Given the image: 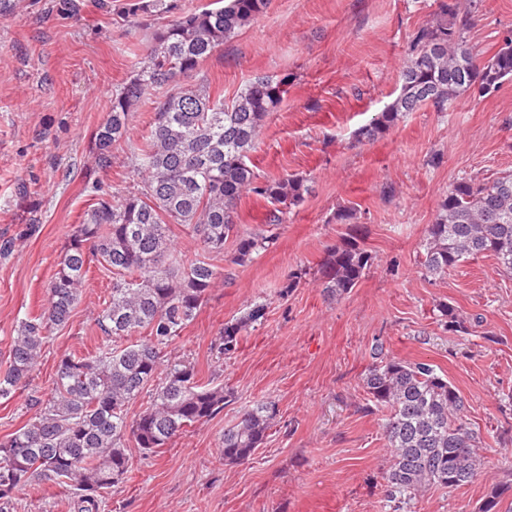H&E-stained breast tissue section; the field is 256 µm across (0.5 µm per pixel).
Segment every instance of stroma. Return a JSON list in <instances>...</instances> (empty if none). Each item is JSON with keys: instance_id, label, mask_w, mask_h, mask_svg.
<instances>
[{"instance_id": "35a3bbf8", "label": "stroma", "mask_w": 512, "mask_h": 512, "mask_svg": "<svg viewBox=\"0 0 512 512\" xmlns=\"http://www.w3.org/2000/svg\"><path fill=\"white\" fill-rule=\"evenodd\" d=\"M0 11V374L19 321L38 315L73 225L103 191L131 182L129 157L142 144L150 104L133 113L112 166L93 173L91 134L112 92L134 71L151 29L130 28L127 0H9ZM436 0H270L266 12L218 47L187 83L232 100L258 75L287 77L288 94L270 114L250 154L263 179L307 177L310 194L284 224L271 227L266 198L243 193L237 229H273L277 240L250 263L233 246L213 255L221 278L171 353L194 361L202 380L226 385L230 403L155 453L134 441L129 481L111 489L99 512H387L382 475L390 462L383 415L372 410L362 375L371 349L436 366L463 395L482 436L485 470L472 483L433 488L412 512H478L486 493L512 483V275L495 259L462 262L442 279L422 275L421 246L450 185L463 177L512 171V81L492 95L465 94L446 111L409 113L383 137L355 133L398 94L415 32ZM512 30V0H480L466 34L486 60ZM356 208L374 263L355 288L328 297L317 275L326 249L346 238L338 209ZM303 277L291 292L289 276ZM112 274L89 265L68 324L50 333L29 384L0 400V441L26 424L46 399L59 359L101 344L95 320ZM261 302V324L236 352L215 359L210 344L225 322ZM447 303L471 327L446 330ZM276 406L265 442L242 463L225 464V429L257 401ZM7 512H74L50 484L18 490Z\"/></svg>"}]
</instances>
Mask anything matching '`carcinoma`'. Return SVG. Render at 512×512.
<instances>
[{"label":"carcinoma","mask_w":512,"mask_h":512,"mask_svg":"<svg viewBox=\"0 0 512 512\" xmlns=\"http://www.w3.org/2000/svg\"><path fill=\"white\" fill-rule=\"evenodd\" d=\"M215 8H182L177 0H130L127 22L145 26L151 17L174 15L156 30L133 74L112 91V106L93 133L96 167L112 166V148L125 140L132 112L150 103L152 116L130 162L137 182L110 193L97 192L76 225L57 269L45 285L41 313L20 322L0 376V399H11L37 367L47 334L69 322L80 299L88 264L95 258L112 269V288L97 317L104 336L93 355L68 353L56 366L50 397L27 424L0 441V505L26 486L55 484L75 498L78 512H98L103 493L128 479L126 440L155 452L188 428L224 410L232 392L204 382L187 358L168 355L172 341L193 322L218 279L210 254L233 240V263L245 265L269 249L276 236L239 234L236 206L245 192L270 201L269 224L310 193L308 180L289 175L261 181L249 165L259 132L287 93L288 77L256 76L226 103L208 85L184 84L224 41L265 13L270 0H215ZM469 18L455 3L438 0L433 17L415 33L401 75L400 92L355 132L359 142L385 135L409 112L432 105L441 112L456 97L484 98L512 77V31L482 63L468 47ZM336 223L349 237L326 250L318 268L324 291H351L374 262L361 245L356 209L343 207ZM191 229L203 253L181 261L171 251V226ZM489 254L498 269L512 273V172L493 178H463L441 199L427 226L420 261L423 275L443 278L464 260ZM446 329L469 327L456 309L438 306ZM266 306L256 303L224 323L211 349L222 358L238 349L242 333L260 323ZM146 333L142 341L129 338ZM363 387L378 411L391 462L383 496L392 512H404L429 489L454 490L474 481L486 466L483 440L466 418L459 390L428 362L389 358L383 345ZM151 395L134 418L128 406L145 389ZM276 418L270 401L242 410L224 430L226 463L247 460ZM511 485H495L479 512H500Z\"/></svg>","instance_id":"carcinoma-1"}]
</instances>
